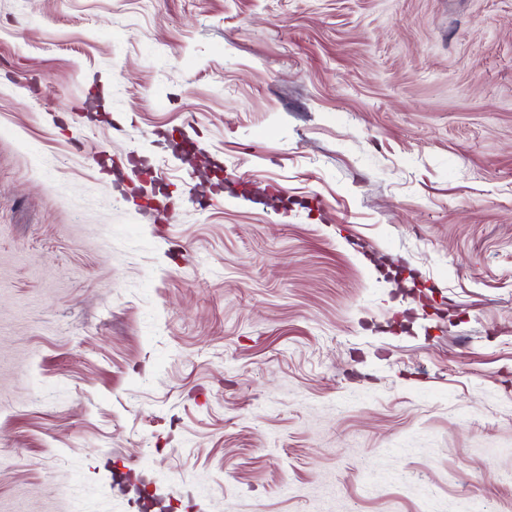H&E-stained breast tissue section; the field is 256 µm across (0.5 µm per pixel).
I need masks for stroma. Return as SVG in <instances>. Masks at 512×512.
Returning <instances> with one entry per match:
<instances>
[{
  "label": "stroma",
  "instance_id": "1",
  "mask_svg": "<svg viewBox=\"0 0 512 512\" xmlns=\"http://www.w3.org/2000/svg\"><path fill=\"white\" fill-rule=\"evenodd\" d=\"M512 512V0H0V512Z\"/></svg>",
  "mask_w": 512,
  "mask_h": 512
}]
</instances>
